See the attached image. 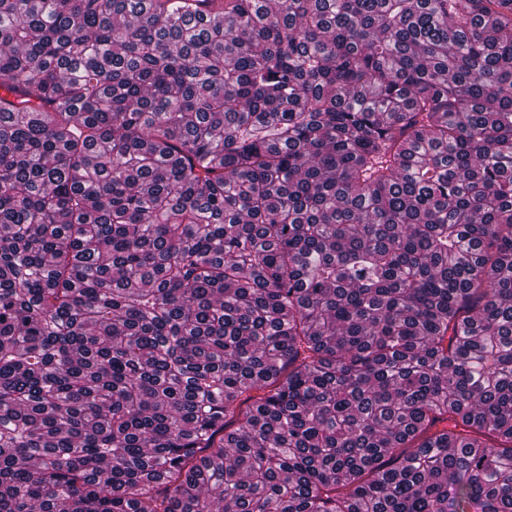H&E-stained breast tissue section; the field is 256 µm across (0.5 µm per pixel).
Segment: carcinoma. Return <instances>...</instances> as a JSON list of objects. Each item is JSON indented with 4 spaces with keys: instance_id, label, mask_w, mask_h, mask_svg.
<instances>
[{
    "instance_id": "cac0c4a2",
    "label": "carcinoma",
    "mask_w": 512,
    "mask_h": 512,
    "mask_svg": "<svg viewBox=\"0 0 512 512\" xmlns=\"http://www.w3.org/2000/svg\"><path fill=\"white\" fill-rule=\"evenodd\" d=\"M0 512H512V0H0Z\"/></svg>"
}]
</instances>
